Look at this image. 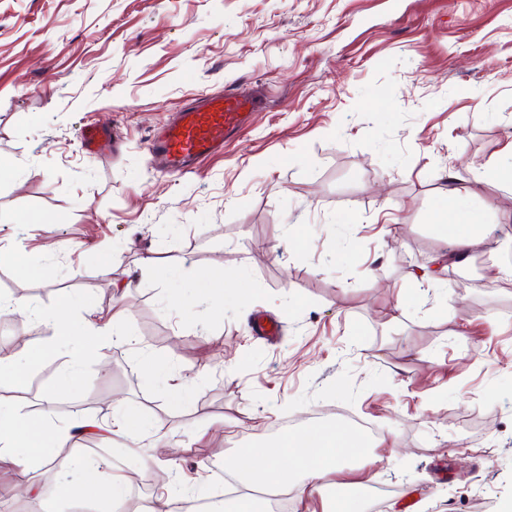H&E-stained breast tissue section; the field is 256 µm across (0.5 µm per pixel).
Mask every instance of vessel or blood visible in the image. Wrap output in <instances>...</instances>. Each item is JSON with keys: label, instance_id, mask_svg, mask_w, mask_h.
I'll use <instances>...</instances> for the list:
<instances>
[{"label": "vessel or blood", "instance_id": "obj_1", "mask_svg": "<svg viewBox=\"0 0 512 512\" xmlns=\"http://www.w3.org/2000/svg\"><path fill=\"white\" fill-rule=\"evenodd\" d=\"M258 106L256 98L231 90L198 91L170 124L149 138L146 151L151 164L167 175L192 172L207 158L223 154L225 141L249 123ZM110 137V128L95 123L84 125L80 132L81 145L89 154Z\"/></svg>", "mask_w": 512, "mask_h": 512}]
</instances>
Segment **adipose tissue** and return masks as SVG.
<instances>
[{"mask_svg":"<svg viewBox=\"0 0 512 512\" xmlns=\"http://www.w3.org/2000/svg\"><path fill=\"white\" fill-rule=\"evenodd\" d=\"M461 190L449 192L435 205L431 222L439 235L449 241L455 257L469 254L485 238V227L478 214L460 206ZM70 299L57 307L42 309L26 297L0 296V312L24 320L36 319L51 326L53 333L39 342L34 354L21 358H0V382L21 380L27 371L58 354L68 358L64 379H73L84 361L99 343L120 347L127 336L119 316L105 317L93 307H86L82 324H74ZM71 437L70 430L57 429L48 413H27L20 404L0 400V467L13 474L12 491L20 496L33 493L32 474L43 467L66 469L54 451ZM368 459L371 447H357L352 432L344 425L330 423L312 426L282 436L273 447L250 445L239 449L231 466L244 492L227 512H269L270 497L285 495L296 505L322 497L323 512H364L362 500L339 495L325 497L329 476L350 455Z\"/></svg>","mask_w":512,"mask_h":512,"instance_id":"obj_1","label":"adipose tissue"}]
</instances>
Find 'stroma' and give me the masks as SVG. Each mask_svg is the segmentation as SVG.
Returning <instances> with one entry per match:
<instances>
[{"instance_id": "35a3bbf8", "label": "stroma", "mask_w": 512, "mask_h": 512, "mask_svg": "<svg viewBox=\"0 0 512 512\" xmlns=\"http://www.w3.org/2000/svg\"><path fill=\"white\" fill-rule=\"evenodd\" d=\"M230 88L263 92L252 123L195 174L155 171L153 132ZM89 121L117 148L86 154ZM0 159V292L121 311L132 338L73 381L59 356L13 387L55 427L118 406L171 434L184 485L213 500L237 448L355 418L386 443L334 482L383 485L375 512L512 501V279L497 276L512 184L473 181L512 162V0H0ZM455 186L486 239L446 288L414 291L446 247L430 211ZM216 266L250 292L193 303ZM259 314L278 336L252 332ZM174 380L192 390L180 407ZM140 444L71 438V472L121 478L140 512Z\"/></svg>"}]
</instances>
